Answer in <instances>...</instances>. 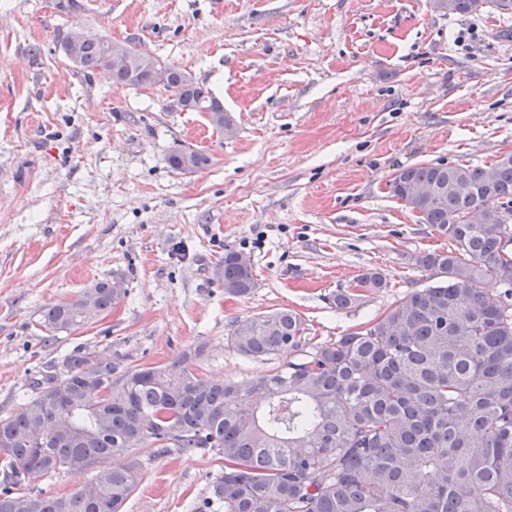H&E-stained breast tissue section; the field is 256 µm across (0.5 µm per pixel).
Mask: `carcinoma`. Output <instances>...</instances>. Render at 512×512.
Returning a JSON list of instances; mask_svg holds the SVG:
<instances>
[{"label": "carcinoma", "mask_w": 512, "mask_h": 512, "mask_svg": "<svg viewBox=\"0 0 512 512\" xmlns=\"http://www.w3.org/2000/svg\"><path fill=\"white\" fill-rule=\"evenodd\" d=\"M109 41L80 47L73 64L114 85L162 87L199 110L223 109L192 73L136 47L131 66L112 68ZM471 187L459 195L451 183ZM434 185L439 193L410 211L448 239V249L411 257L432 283L399 299L373 322L316 342L304 318L274 311L233 324L227 345L253 360L282 351L294 357L241 381L203 383L184 356L167 366L130 365L115 379L87 382L90 351L77 349L60 367L32 381V396L0 417V512H123L146 476L134 449L193 452L224 460L209 502L224 512H512V159L491 165L429 163L398 170L390 191ZM481 206L488 224H473ZM224 292L246 297L257 287L253 267L224 252ZM495 281L499 299L485 296ZM388 287L368 269L326 300L344 311ZM101 314L122 298L112 280L94 283ZM85 292L44 314L53 333L92 324ZM66 382L80 442L53 432L56 409L44 390ZM126 455L119 463L112 457ZM32 477L79 478L84 465L99 499L83 481L47 496Z\"/></svg>", "instance_id": "obj_1"}]
</instances>
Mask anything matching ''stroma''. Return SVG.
Listing matches in <instances>:
<instances>
[{
    "label": "stroma",
    "instance_id": "1",
    "mask_svg": "<svg viewBox=\"0 0 512 512\" xmlns=\"http://www.w3.org/2000/svg\"><path fill=\"white\" fill-rule=\"evenodd\" d=\"M102 34L190 71L229 116L169 109V91L116 86L67 58ZM191 148L211 161L185 175ZM512 152V17L448 16L431 0H0V416L74 348L164 366L190 355L215 380L274 368L228 348L232 324L278 309L336 340L425 274L444 246L389 189L401 168L488 165ZM245 253L258 285L213 270ZM388 288L354 308L324 296L365 270ZM127 294L87 327L51 334L52 305L94 281ZM220 466L151 455L125 512H198ZM180 151H182V150L174 151V152L170 153L167 158V161L172 168L179 167L181 164V166L179 168H177L176 170H178L179 172H181L183 174H186V175L193 174L198 171V166L204 167V166H207L210 162V157L207 154H205L203 152H199L197 150H194L196 152L195 158H196V163L198 166L194 165V160H195L194 156L190 155L188 153L183 154L182 163H181ZM236 250H226L224 261H222L224 276V292L234 297H246L253 293L257 287L252 263L249 266V259ZM249 266V267H245Z\"/></svg>",
    "mask_w": 512,
    "mask_h": 512
}]
</instances>
